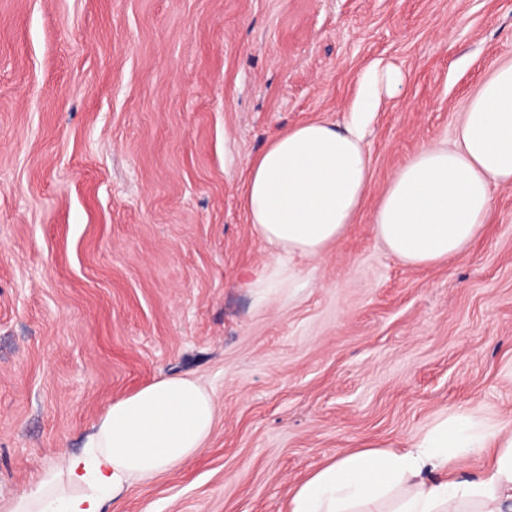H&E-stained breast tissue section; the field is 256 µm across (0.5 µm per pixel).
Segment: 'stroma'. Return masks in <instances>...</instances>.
I'll list each match as a JSON object with an SVG mask.
<instances>
[{"label": "stroma", "instance_id": "stroma-1", "mask_svg": "<svg viewBox=\"0 0 512 512\" xmlns=\"http://www.w3.org/2000/svg\"><path fill=\"white\" fill-rule=\"evenodd\" d=\"M511 60L512 0H0V512L162 375L212 395L213 432L119 512H284L329 460L512 418V184L431 267L372 224ZM390 64L399 92L359 112ZM312 120L360 124L370 187L269 288L248 163Z\"/></svg>", "mask_w": 512, "mask_h": 512}]
</instances>
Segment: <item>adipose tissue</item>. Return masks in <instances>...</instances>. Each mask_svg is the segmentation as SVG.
Listing matches in <instances>:
<instances>
[{"mask_svg":"<svg viewBox=\"0 0 512 512\" xmlns=\"http://www.w3.org/2000/svg\"><path fill=\"white\" fill-rule=\"evenodd\" d=\"M371 181L359 126L305 122L277 135L249 162L243 206L279 256L318 259L356 223ZM512 183V61L469 102L452 145L423 147L395 173L374 231L405 263L427 267L463 254L491 210V183ZM216 418L195 379L164 375L112 402L82 453H61L11 512H102L133 483L173 471L205 448ZM486 463L465 473L473 456ZM512 512V421L467 411L440 419L404 450H361L331 461L292 491L288 512Z\"/></svg>","mask_w":512,"mask_h":512,"instance_id":"1","label":"adipose tissue"}]
</instances>
